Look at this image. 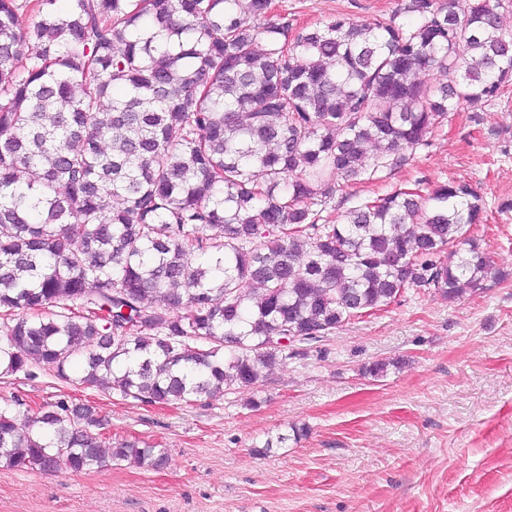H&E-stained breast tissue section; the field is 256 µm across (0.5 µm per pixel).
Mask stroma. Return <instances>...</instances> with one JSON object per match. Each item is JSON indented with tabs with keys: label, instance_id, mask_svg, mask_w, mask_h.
Returning a JSON list of instances; mask_svg holds the SVG:
<instances>
[{
	"label": "stroma",
	"instance_id": "35a3bbf8",
	"mask_svg": "<svg viewBox=\"0 0 512 512\" xmlns=\"http://www.w3.org/2000/svg\"><path fill=\"white\" fill-rule=\"evenodd\" d=\"M406 0H273L294 26L342 15L406 21ZM464 181L481 195L480 239L504 281L448 302L414 288L344 325L251 387L146 405L39 371L0 376L16 418L59 399L89 404L112 441L166 449L160 469L115 462L52 474L0 464V512H512V82L460 106L406 166L346 184L335 220L397 189ZM377 360L385 376L364 375ZM307 426L299 439L292 427ZM285 445L263 451L267 438Z\"/></svg>",
	"mask_w": 512,
	"mask_h": 512
}]
</instances>
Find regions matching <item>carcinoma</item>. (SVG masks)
Here are the masks:
<instances>
[{"instance_id":"carcinoma-1","label":"carcinoma","mask_w":512,"mask_h":512,"mask_svg":"<svg viewBox=\"0 0 512 512\" xmlns=\"http://www.w3.org/2000/svg\"><path fill=\"white\" fill-rule=\"evenodd\" d=\"M0 0V375L142 404L250 387L409 289L504 278L450 181L322 213L512 81L504 0H408L411 23L295 27L273 0ZM436 71L443 82L427 79ZM94 407L0 408V463L73 472L167 451Z\"/></svg>"}]
</instances>
